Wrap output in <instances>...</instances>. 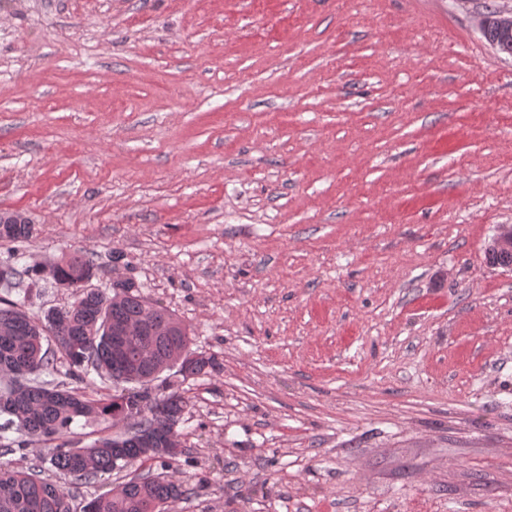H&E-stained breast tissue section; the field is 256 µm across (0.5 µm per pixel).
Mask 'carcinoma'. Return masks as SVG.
<instances>
[{
    "label": "carcinoma",
    "mask_w": 512,
    "mask_h": 512,
    "mask_svg": "<svg viewBox=\"0 0 512 512\" xmlns=\"http://www.w3.org/2000/svg\"><path fill=\"white\" fill-rule=\"evenodd\" d=\"M33 235L31 219L19 212L0 214V245L18 248ZM99 256L75 251L60 261L17 269L0 263V282L10 284L21 275L29 287L54 284L74 292V301L41 314L28 311V297L0 296V376L8 382L0 390L2 429L17 436L0 444V457L20 455L26 465L0 462V512H74L64 489L43 477L45 464L57 473L87 482L123 465L137 463L143 472L112 492L82 506L81 512H166V506L194 494L185 481L152 473L153 466L170 467L184 454L167 447V434L183 422L186 398L182 385L221 371L215 356L195 352L171 375L173 355L190 350L187 326L168 309L146 301L130 279L107 289L90 287ZM150 318L159 324H176L171 336H136L122 346L112 329L134 326ZM78 383L94 372L112 387L87 393L82 388L55 382L58 365ZM97 421L130 422L116 435L102 434L80 448L74 446L77 429ZM42 438L54 444L48 457L28 455L30 441Z\"/></svg>",
    "instance_id": "carcinoma-1"
}]
</instances>
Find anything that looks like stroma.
<instances>
[{"instance_id":"stroma-1","label":"stroma","mask_w":512,"mask_h":512,"mask_svg":"<svg viewBox=\"0 0 512 512\" xmlns=\"http://www.w3.org/2000/svg\"><path fill=\"white\" fill-rule=\"evenodd\" d=\"M512 0H0L21 265L213 354L172 512H512ZM479 29L485 31L489 27H494L502 39H512V12L511 11H499L497 14L492 16H482L478 20ZM500 51L512 54V42H508Z\"/></svg>"}]
</instances>
